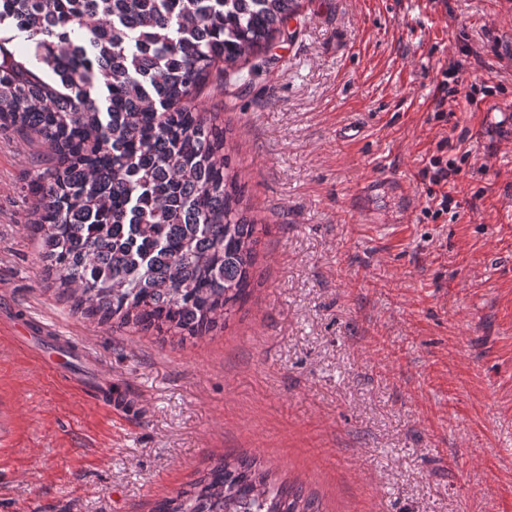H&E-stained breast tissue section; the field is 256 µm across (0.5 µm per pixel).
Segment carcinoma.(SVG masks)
<instances>
[{
  "instance_id": "carcinoma-1",
  "label": "carcinoma",
  "mask_w": 512,
  "mask_h": 512,
  "mask_svg": "<svg viewBox=\"0 0 512 512\" xmlns=\"http://www.w3.org/2000/svg\"><path fill=\"white\" fill-rule=\"evenodd\" d=\"M299 0H0V118L48 144L30 228L45 280L86 318L202 338L252 292L260 242L227 130L192 103ZM30 50H16V40ZM154 512H322L220 459Z\"/></svg>"
}]
</instances>
